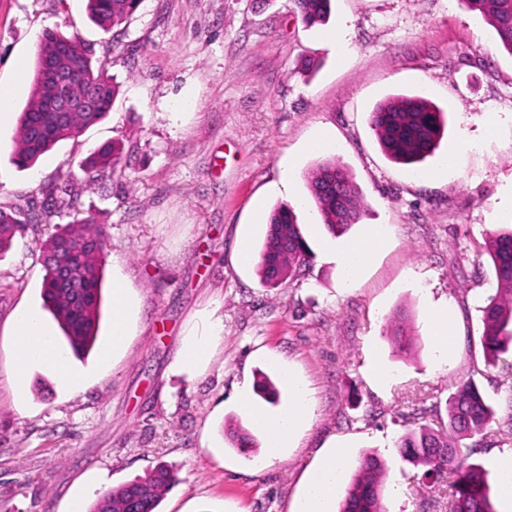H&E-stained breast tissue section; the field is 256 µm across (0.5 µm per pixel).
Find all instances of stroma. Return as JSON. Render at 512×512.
<instances>
[{
    "label": "stroma",
    "instance_id": "obj_1",
    "mask_svg": "<svg viewBox=\"0 0 512 512\" xmlns=\"http://www.w3.org/2000/svg\"><path fill=\"white\" fill-rule=\"evenodd\" d=\"M94 46L119 86L107 118L59 142L36 166L10 162L16 114L43 30ZM344 48L331 47L329 35ZM318 62L314 74L305 60ZM0 206L40 212L67 187L47 224L0 254V512H89L108 490L167 465L177 480L158 512H297L299 487L332 444L346 458L333 505L367 453L384 463L383 512H448V482L423 480L402 459V416L445 403L474 381L512 414V352L488 364L481 308L496 291L485 242L512 225V53L462 0H333L326 24L305 26L292 0H142L117 36L87 17L86 0H0ZM420 96L446 115L434 155L410 168L389 160L369 125L375 106ZM122 149L121 166L86 185L96 146ZM333 159L368 205L342 236L323 225L307 176ZM447 176H439L442 163ZM294 208L313 260L305 275L265 287L240 264L259 253L267 218ZM108 228L97 338L72 355L44 309L40 242L49 226L87 215ZM385 242L355 280L330 249L370 228ZM125 274L138 308L126 349L111 360L112 282ZM224 320L208 366L177 371L203 311ZM450 313L452 343L431 331ZM38 315L84 376L73 389L41 365L22 388L8 335ZM403 324L407 350L392 345ZM307 384L312 409L298 447L263 462L237 393L277 381L278 361ZM251 437L240 452L234 432Z\"/></svg>",
    "mask_w": 512,
    "mask_h": 512
}]
</instances>
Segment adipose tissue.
Wrapping results in <instances>:
<instances>
[{
	"mask_svg": "<svg viewBox=\"0 0 512 512\" xmlns=\"http://www.w3.org/2000/svg\"><path fill=\"white\" fill-rule=\"evenodd\" d=\"M134 297L126 276H119L112 285V350L121 352L132 333ZM224 331L222 318L204 315L202 330L183 346L177 368L181 371L201 370L211 355V341ZM11 336L20 338L19 355L15 361L14 380L23 382L30 362L36 361L51 367L68 384L78 387L81 377L71 368L69 362L59 354L49 332L38 318L31 314L14 317L10 323ZM283 384L294 397V403L283 409L279 415L270 418L254 407L248 391H241L238 404L248 414L254 428L269 431L270 437L264 450L265 459H273L284 449L296 447L299 437L306 428L310 414V400L305 382L290 365H282ZM342 451L332 449L317 460V471L301 488L298 512H333L331 498L341 471Z\"/></svg>",
	"mask_w": 512,
	"mask_h": 512,
	"instance_id": "1",
	"label": "adipose tissue"
}]
</instances>
